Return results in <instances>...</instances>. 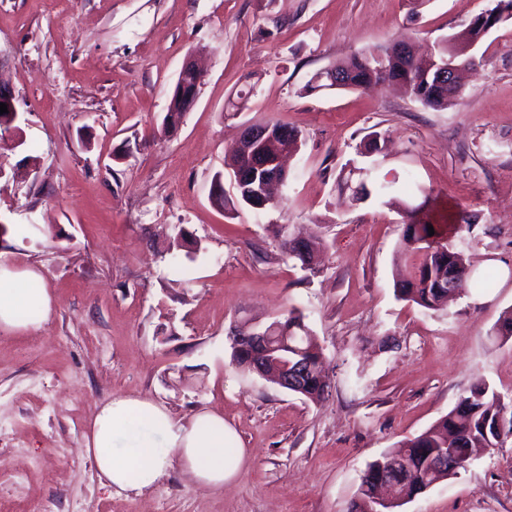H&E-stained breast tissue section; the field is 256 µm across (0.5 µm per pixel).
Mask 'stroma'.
Here are the masks:
<instances>
[{"mask_svg": "<svg viewBox=\"0 0 512 512\" xmlns=\"http://www.w3.org/2000/svg\"><path fill=\"white\" fill-rule=\"evenodd\" d=\"M494 0H0V81L19 117L0 142V256L40 271L49 321L0 333V512H346L366 464L479 385L512 402V276L428 311L398 298L404 217L351 199L346 164L398 198L464 210L449 240L470 269L512 268V21L474 48L445 109L402 87L302 91L337 61L461 32ZM205 71L163 131L183 62ZM300 132L276 208H217L211 188L246 125ZM386 152L361 158L370 134ZM31 225L23 239L11 228ZM318 238L301 268L274 229ZM297 309L329 396L310 401L231 362L229 327ZM175 420L224 417L243 451L221 487L170 462L117 493L84 453L114 396ZM401 512H512V437Z\"/></svg>", "mask_w": 512, "mask_h": 512, "instance_id": "stroma-1", "label": "stroma"}]
</instances>
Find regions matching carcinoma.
Masks as SVG:
<instances>
[{
  "label": "carcinoma",
  "mask_w": 512,
  "mask_h": 512,
  "mask_svg": "<svg viewBox=\"0 0 512 512\" xmlns=\"http://www.w3.org/2000/svg\"><path fill=\"white\" fill-rule=\"evenodd\" d=\"M476 36L477 32L471 30L445 37L429 48L425 55L415 56L410 72L401 70L397 64L389 65L388 80L409 83L413 96H424L422 104L444 109L453 103V99L448 97V89L436 85V73L428 71V68L433 59L452 57L460 43L471 41ZM377 66L375 52L371 51L337 64V71L347 75L351 88L355 89L380 81ZM388 192L389 184L372 180L366 186L360 183L354 188L353 200L365 201L373 195L380 197ZM426 206L425 201L418 205L405 204L409 223L405 227L399 253L409 267V274L396 283V292L403 300L425 310L436 311L448 303V282L463 275L468 267L459 251L440 241L439 231L429 235L428 226L432 225V220L425 212ZM272 323L276 325L273 335L288 337V342L304 350L303 359L311 364L305 379V398L313 400L320 397L324 391L320 375L322 349L304 323L302 314L292 309L276 317ZM506 408L499 393L487 386L477 387L471 395L461 398L436 424L405 442L397 451L380 456L385 463L395 454L403 456L406 461L397 492L415 497L424 492L426 484L445 474L437 467L438 448L498 447L503 438L494 431V425ZM376 466L375 460L366 466L357 499L351 503L348 512H363V499L369 497L372 489L370 475Z\"/></svg>",
  "instance_id": "cac0c4a2"
}]
</instances>
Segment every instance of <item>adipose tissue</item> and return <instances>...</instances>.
<instances>
[{
  "label": "adipose tissue",
  "mask_w": 512,
  "mask_h": 512,
  "mask_svg": "<svg viewBox=\"0 0 512 512\" xmlns=\"http://www.w3.org/2000/svg\"><path fill=\"white\" fill-rule=\"evenodd\" d=\"M52 310V297L38 270L0 260V331L39 327ZM225 439L224 420L217 414H199L182 423L162 405L115 397L96 412L86 454L119 492L154 487L171 457L196 482L218 487L236 475L241 462L225 448Z\"/></svg>",
  "instance_id": "obj_1"
}]
</instances>
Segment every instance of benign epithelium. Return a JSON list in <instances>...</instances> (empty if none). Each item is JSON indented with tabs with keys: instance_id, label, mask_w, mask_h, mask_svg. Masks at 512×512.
<instances>
[{
	"instance_id": "obj_1",
	"label": "benign epithelium",
	"mask_w": 512,
	"mask_h": 512,
	"mask_svg": "<svg viewBox=\"0 0 512 512\" xmlns=\"http://www.w3.org/2000/svg\"><path fill=\"white\" fill-rule=\"evenodd\" d=\"M512 9L507 4L500 3L495 12L483 13L476 16L471 25L479 26V37H484L490 30L488 20L502 14L507 15ZM477 41L466 45L459 56L448 61V85L458 94L462 90L459 82V74L464 69L475 63L471 50L474 49ZM203 81L202 71L190 60L184 62L172 91L171 97L179 102L180 111L186 112L196 100L198 88ZM0 103L7 105L8 112L0 115V124L13 125L18 112L15 104V96L11 88L0 84ZM276 138H287V129L267 127H244L239 135L236 149L239 153L250 159L254 171L235 170L231 175L232 185L239 194L243 195L247 204L256 209H262L273 202L272 187L278 182L285 181L284 159L288 153L270 154L266 152L265 146ZM230 346L241 357H246L249 349H258L264 355V361L252 363L251 370L262 376H268L279 387L292 392L299 393L303 389L292 375L302 368L301 357L303 351L298 347L288 344L272 346L269 344V330L265 326H258L248 322L238 323L230 327L228 332ZM293 351L294 359L287 361L281 358V354ZM409 498L398 494L394 488V480L387 475L380 479L376 488L365 504V512H397Z\"/></svg>"
}]
</instances>
